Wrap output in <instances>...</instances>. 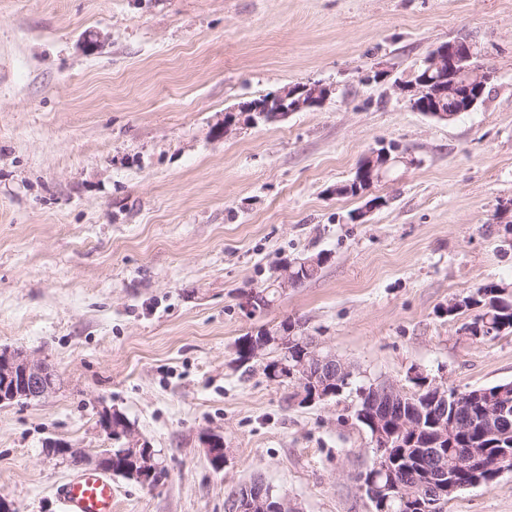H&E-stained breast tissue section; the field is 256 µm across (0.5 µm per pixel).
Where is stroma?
<instances>
[{
  "mask_svg": "<svg viewBox=\"0 0 512 512\" xmlns=\"http://www.w3.org/2000/svg\"><path fill=\"white\" fill-rule=\"evenodd\" d=\"M456 39L486 94L436 120L396 84ZM297 83L328 97L222 135L225 113ZM381 141L404 161L368 212L336 187ZM511 238L512 0H0V349L59 379L0 406V495L63 512L79 468L45 441L98 454L117 409L165 473L113 477L114 512H225L257 478L298 512H373L354 394L300 403L264 360L238 362V339L288 320L376 381L512 382V334L475 340L472 312H444L512 284ZM321 252L317 277L240 309ZM447 512H512V472ZM202 444L206 448L207 456L212 467L220 471L224 468V438L221 435L207 434L202 439Z\"/></svg>",
  "mask_w": 512,
  "mask_h": 512,
  "instance_id": "obj_1",
  "label": "stroma"
}]
</instances>
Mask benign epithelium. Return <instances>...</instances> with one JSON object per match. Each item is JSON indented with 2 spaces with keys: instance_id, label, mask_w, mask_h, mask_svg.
Returning a JSON list of instances; mask_svg holds the SVG:
<instances>
[{
  "instance_id": "1",
  "label": "benign epithelium",
  "mask_w": 512,
  "mask_h": 512,
  "mask_svg": "<svg viewBox=\"0 0 512 512\" xmlns=\"http://www.w3.org/2000/svg\"><path fill=\"white\" fill-rule=\"evenodd\" d=\"M474 52L465 41H447L437 45L425 59L420 73L414 79L396 84L397 90L410 93L413 98H421L415 109L442 121L453 119L461 112L472 111L484 98L488 76L474 62ZM326 88L313 84L299 87L289 86L274 98V102H247L240 111L250 116L249 123L271 122L284 119L293 112L321 105L327 98ZM452 101L453 107L445 106ZM391 163V153L384 147L371 149L364 159L351 183L360 186L383 178ZM305 268L317 266V259L308 258L284 264L276 276V287L284 293L299 286L291 271L296 266ZM263 294L251 290L241 295L240 308L249 316L254 315L263 306ZM300 326L293 324L287 328L275 327L265 330V334L251 340L252 353L273 355L298 345L300 354L295 358L288 356L271 362L267 374L273 380H292L308 385L310 395L306 403L325 402L334 394L331 385L354 375V368L332 352H325L314 340L297 335ZM0 405L21 401L41 400L56 389V377L52 367L44 360L35 358L21 350H0ZM413 384L405 389L390 382H381L371 387L372 397L366 403L362 417L373 428L372 442L376 453L384 455V469L395 472L400 458H389L392 447L399 445L393 441L395 431H386L385 424L391 418L392 408H397L401 418L411 417L400 431L420 433L422 422L435 429L433 436L419 442L411 441L410 447L416 449L413 460L419 471L418 490L403 493L390 479L385 486L376 484L374 474L362 473L359 482L367 497L378 507V512H387L390 501H398L406 512H435L437 506L447 498L468 487L484 485V477L498 478L512 469V441L503 436L502 425L512 420V401L500 389L495 394L473 399L466 393L449 391L448 387L435 380L423 377L415 372L409 377ZM429 390L435 396L432 403L419 402L422 392ZM479 405L480 426L489 437L498 438L499 451L494 462H484L485 454L478 448L464 450V460L460 468L448 466V454L441 443L448 434L470 428L471 418L464 420L457 416L458 409L468 405ZM104 419L103 430L111 438L123 442L122 455L126 457L125 470L130 472L136 482L144 487H152L161 478V469L154 460L155 453L150 442L144 438L132 424H115L112 411L101 414ZM212 467L220 471L224 468V437L207 434L202 439ZM45 447L55 454L71 459L75 464L91 465L94 469L111 473L112 451L107 450L95 456L71 448L68 444L49 440ZM226 512H296L288 498L274 496L260 481L244 485L224 504Z\"/></svg>"
}]
</instances>
